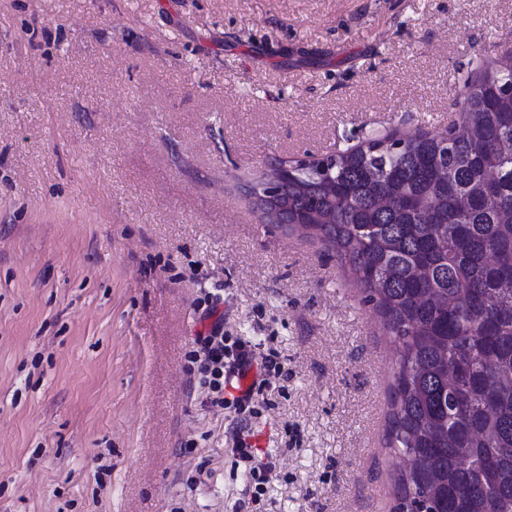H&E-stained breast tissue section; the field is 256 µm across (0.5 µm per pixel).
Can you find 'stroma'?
<instances>
[{
  "label": "stroma",
  "instance_id": "1",
  "mask_svg": "<svg viewBox=\"0 0 512 512\" xmlns=\"http://www.w3.org/2000/svg\"><path fill=\"white\" fill-rule=\"evenodd\" d=\"M509 50L512 0H0V512H392L391 340L241 186L448 127ZM215 288L281 365L254 415L185 358ZM248 435L239 436L234 453L240 462L244 463L245 472L251 479L253 502L259 504L260 497L265 493L264 484L267 481V472L271 468L270 462L264 463L255 448L247 441Z\"/></svg>",
  "mask_w": 512,
  "mask_h": 512
}]
</instances>
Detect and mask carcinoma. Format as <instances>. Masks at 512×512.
Returning <instances> with one entry per match:
<instances>
[{
    "label": "carcinoma",
    "instance_id": "1",
    "mask_svg": "<svg viewBox=\"0 0 512 512\" xmlns=\"http://www.w3.org/2000/svg\"><path fill=\"white\" fill-rule=\"evenodd\" d=\"M509 84L512 53L464 83L444 130L366 138L281 189L282 220L349 268L396 344L394 512H512Z\"/></svg>",
    "mask_w": 512,
    "mask_h": 512
}]
</instances>
